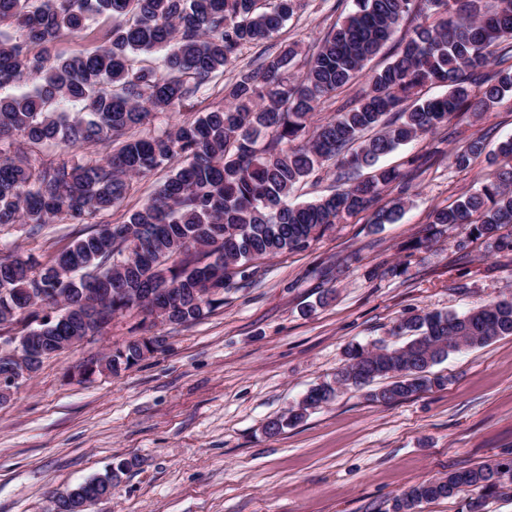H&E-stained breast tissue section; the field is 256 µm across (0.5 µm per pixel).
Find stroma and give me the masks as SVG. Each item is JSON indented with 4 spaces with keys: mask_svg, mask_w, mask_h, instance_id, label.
I'll use <instances>...</instances> for the list:
<instances>
[{
    "mask_svg": "<svg viewBox=\"0 0 512 512\" xmlns=\"http://www.w3.org/2000/svg\"><path fill=\"white\" fill-rule=\"evenodd\" d=\"M351 8L303 0L270 44H297L302 74L308 50ZM479 137L484 151L453 165L451 153ZM509 138L511 94L454 113L382 158L399 169L408 157L426 159L406 191L391 186L381 197L405 199L398 222L348 217L306 250L257 260L252 279L195 323H146L131 311L45 359L0 405V512H51L57 495L120 456L137 457V467L88 512H389L411 486L501 459L512 448V336L435 366L443 388L389 405L346 388L278 436L263 425L335 377L348 344L388 339L398 319L422 310L463 313L512 296V252L478 240L458 248L454 229L430 234L431 212L503 165L495 150ZM168 175L134 180L95 224L125 221ZM77 230L66 219L36 234L15 224L0 228V245L44 262ZM138 336L160 337L161 349L119 375L78 377L79 365Z\"/></svg>",
    "mask_w": 512,
    "mask_h": 512,
    "instance_id": "35a3bbf8",
    "label": "stroma"
}]
</instances>
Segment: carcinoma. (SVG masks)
Masks as SVG:
<instances>
[{"label": "carcinoma", "instance_id": "cac0c4a2", "mask_svg": "<svg viewBox=\"0 0 512 512\" xmlns=\"http://www.w3.org/2000/svg\"><path fill=\"white\" fill-rule=\"evenodd\" d=\"M354 8L306 55L298 79L289 71L297 46L266 52L240 67L224 86L227 104L199 112L160 136H126L156 115L186 106L238 58L242 49L269 40L299 8L301 0H0V27L16 24L24 39L0 30V87L30 77L31 92L0 97V137L55 141L67 148L125 137L105 161L61 159L34 166L24 157H0V227L30 224L41 230L67 216L85 224L120 205L130 180L146 177L174 161L167 179L127 220L80 230L69 246L41 263L33 256L0 249V326L44 313L31 303L30 288H67L65 302L84 291L112 292L103 308L114 313L148 305L152 297L161 320L194 323L224 305L230 275L245 282L256 259L301 251L342 219L372 211L371 223L397 220L405 201L378 202L384 188L406 190V175L380 169L362 181L350 172L424 134L433 133L462 109L475 112L512 92V65L487 70L491 57L512 42V0L484 11L481 0H353ZM425 13L432 25L417 27L397 42L392 59L368 75V89L350 105L315 126L304 138L317 106L349 86L395 35L404 17ZM100 16L116 21L104 45L68 57L33 54L64 33L79 34ZM165 51L162 69L136 66L132 55ZM428 83L448 92L421 98ZM482 96L471 100L472 87ZM63 102L79 112L59 110ZM484 150L481 140L452 155L457 167ZM335 160L343 187L313 202L290 204L298 187ZM432 224L461 227L466 238L482 240L490 252L512 251V166L488 174L480 187L452 207L432 212ZM78 327L74 314L36 326L43 358L65 350ZM391 335L400 345L374 344L345 350L336 384L309 389L288 413L269 420L271 437L336 397L339 387L386 385L370 399H407L448 379L430 369L463 349L483 348L512 336V298L463 314L423 311L402 318ZM150 341L134 338L112 349L107 370L118 375L146 358ZM137 458H121L112 471L72 487L74 494L109 496ZM512 485V458L453 469L395 496L391 512H418L424 502L457 498Z\"/></svg>", "mask_w": 512, "mask_h": 512}]
</instances>
